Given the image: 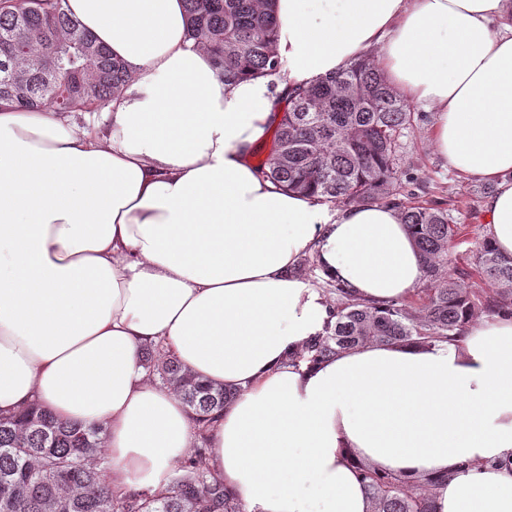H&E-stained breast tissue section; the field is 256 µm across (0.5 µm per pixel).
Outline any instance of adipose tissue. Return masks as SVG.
Here are the masks:
<instances>
[{
    "label": "adipose tissue",
    "instance_id": "1",
    "mask_svg": "<svg viewBox=\"0 0 512 512\" xmlns=\"http://www.w3.org/2000/svg\"><path fill=\"white\" fill-rule=\"evenodd\" d=\"M63 8L132 80L79 121L0 103V413L105 425L113 492L161 490L196 428L142 364L159 344L240 388L206 465L247 512H376L364 466L436 480V512H512V317L293 364L332 319L302 258L377 305L413 295L423 258L397 210L332 214L251 163L279 91L375 56L433 109L436 152L493 185L488 238L512 257V0H276L283 67L235 84L183 0Z\"/></svg>",
    "mask_w": 512,
    "mask_h": 512
}]
</instances>
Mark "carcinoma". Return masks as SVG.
I'll use <instances>...</instances> for the list:
<instances>
[{"label": "carcinoma", "mask_w": 512, "mask_h": 512, "mask_svg": "<svg viewBox=\"0 0 512 512\" xmlns=\"http://www.w3.org/2000/svg\"><path fill=\"white\" fill-rule=\"evenodd\" d=\"M188 37L209 50L227 84L276 75L272 0H184ZM130 81L125 65L62 7V0H0V102L93 113L118 97ZM282 119L268 155L255 168L276 187L344 206L381 204L401 215L424 261L417 310L398 302L383 306L355 299L340 283L334 322L294 363H317L367 342L456 341L475 317L470 293L448 274L454 229L447 211L415 204L394 189L404 130L414 113L371 58H359L306 87L279 95ZM476 267L495 286L485 309L512 315V257L485 239ZM148 376L189 408L198 436L240 394V388L199 381L160 347L142 356ZM106 427L63 421L37 405L0 414V512H243L223 481L200 464L205 449L179 465L157 492L112 493ZM378 512H435L432 489L420 493L399 476L363 469Z\"/></svg>", "instance_id": "carcinoma-1"}]
</instances>
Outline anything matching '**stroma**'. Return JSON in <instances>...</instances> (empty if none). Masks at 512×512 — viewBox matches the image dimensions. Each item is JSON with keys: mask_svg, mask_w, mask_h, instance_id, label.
Segmentation results:
<instances>
[{"mask_svg": "<svg viewBox=\"0 0 512 512\" xmlns=\"http://www.w3.org/2000/svg\"><path fill=\"white\" fill-rule=\"evenodd\" d=\"M415 121L401 139L400 190L413 201L447 210L457 224L455 246L448 256V272L484 304L493 286L475 266V249L487 236L484 202L492 193L490 184L459 175L431 146L433 114L415 106Z\"/></svg>", "mask_w": 512, "mask_h": 512, "instance_id": "35a3bbf8", "label": "stroma"}]
</instances>
